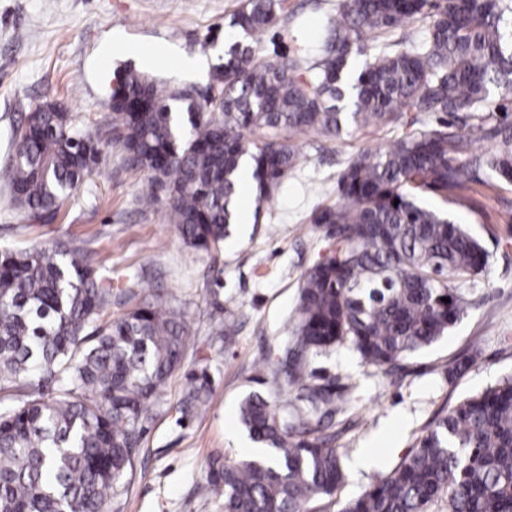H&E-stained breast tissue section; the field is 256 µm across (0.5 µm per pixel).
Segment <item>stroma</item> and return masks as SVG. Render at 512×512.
Returning <instances> with one entry per match:
<instances>
[{
	"label": "stroma",
	"mask_w": 512,
	"mask_h": 512,
	"mask_svg": "<svg viewBox=\"0 0 512 512\" xmlns=\"http://www.w3.org/2000/svg\"><path fill=\"white\" fill-rule=\"evenodd\" d=\"M341 0H285L275 27L252 37L261 55H312ZM241 0H0V166L13 151L11 124L51 100L87 125L105 124L115 73L132 67L167 84L192 88L204 106L211 72L228 42L238 39L229 22ZM139 46L141 55L107 50L112 34ZM199 72L179 74L182 58ZM397 124L345 131L340 138L311 134L296 140L300 166L283 181L258 222L236 225L224 244L195 250L170 224L165 201L143 207L149 189L141 171L125 169L108 148L96 171L48 224L29 223L0 187V251L45 241L82 249L105 264L112 285L138 276L143 296L164 293L181 305L189 337L186 369L208 367L210 402L189 424L174 405L184 387L175 373L163 404L144 435L135 475L108 512H219L197 493L207 458L214 453L246 458L253 446L238 418L241 399L259 383L260 364L288 342L296 317L300 279L323 254L324 229L310 215L337 200L336 181L359 150L397 140ZM474 211L450 208L490 254L480 275L458 283L461 319L431 346L400 361L392 375L364 366L348 347L314 356L311 369L345 389L346 412L335 441L342 448L345 480L333 496L311 501L310 512H340L414 448L441 411L512 376V190H479ZM222 289L212 302V289ZM236 312L232 337L219 336L225 308ZM473 357L460 377L448 365Z\"/></svg>",
	"instance_id": "1"
}]
</instances>
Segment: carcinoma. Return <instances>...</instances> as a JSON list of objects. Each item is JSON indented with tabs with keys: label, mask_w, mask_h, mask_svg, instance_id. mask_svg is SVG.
<instances>
[{
	"label": "carcinoma",
	"mask_w": 512,
	"mask_h": 512,
	"mask_svg": "<svg viewBox=\"0 0 512 512\" xmlns=\"http://www.w3.org/2000/svg\"><path fill=\"white\" fill-rule=\"evenodd\" d=\"M282 0H242L230 26L250 37L273 27ZM423 25L418 39L397 34ZM206 98L126 68L110 94L104 133L46 101L13 124L15 151L0 171L32 223L52 221L99 164L102 144L166 193L187 246L216 248L237 223L242 161L257 208L297 165L276 140L404 121L405 134L347 161L333 205L315 209L325 252L302 275L293 336L264 370L295 402L254 391L239 419L267 455L209 457L199 495L224 512H305L344 479L332 447L344 399L309 368L312 355L350 345L382 373L430 346L462 316L454 284L482 273L489 253L433 194L475 207L473 185L512 186V0H342L312 61L273 59L237 41ZM452 116L432 124L427 117ZM273 138L261 144L249 134ZM475 140L491 144L472 150ZM399 203H394V200ZM141 293L114 288L76 248L41 244L0 253V512H105L130 484L135 458L187 327L177 299L154 294L110 322L103 312ZM450 302H444V299ZM208 369L186 373L176 405L188 424L209 403ZM512 512V377L467 397L426 427L418 444L341 512Z\"/></svg>",
	"instance_id": "carcinoma-1"
}]
</instances>
